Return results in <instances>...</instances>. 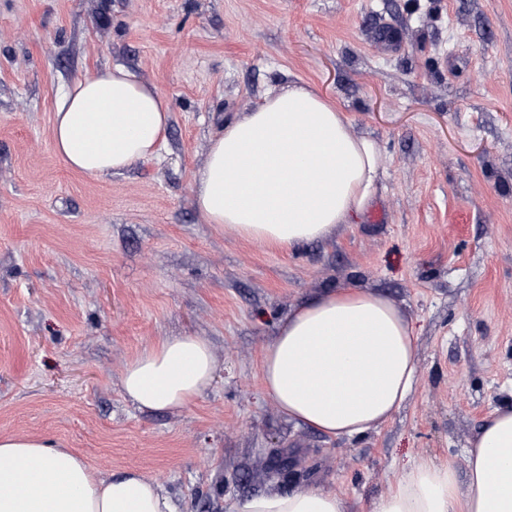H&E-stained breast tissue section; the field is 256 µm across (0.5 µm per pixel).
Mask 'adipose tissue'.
Masks as SVG:
<instances>
[{"mask_svg": "<svg viewBox=\"0 0 512 512\" xmlns=\"http://www.w3.org/2000/svg\"><path fill=\"white\" fill-rule=\"evenodd\" d=\"M170 105L122 65L76 81L54 119L63 163L108 176L152 158ZM385 159L355 136L344 112L313 88L266 94L227 121L194 177L207 223L292 251L333 238L362 215ZM416 335L387 297L354 286L293 308L266 347L261 382L279 411L329 439L365 434L391 418L416 378ZM210 345L173 336L144 348L122 377L126 397L150 411H179L208 390ZM0 512H179L158 483L131 468L103 476L70 448L37 436L0 435ZM234 512H347L344 499L316 487L251 496ZM369 512H512V404L495 409L470 443L467 479L452 464L419 462L375 499Z\"/></svg>", "mask_w": 512, "mask_h": 512, "instance_id": "1", "label": "adipose tissue"}]
</instances>
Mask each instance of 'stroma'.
<instances>
[{
  "instance_id": "obj_1",
  "label": "stroma",
  "mask_w": 512,
  "mask_h": 512,
  "mask_svg": "<svg viewBox=\"0 0 512 512\" xmlns=\"http://www.w3.org/2000/svg\"><path fill=\"white\" fill-rule=\"evenodd\" d=\"M115 64L169 100L166 138L122 173L74 172L56 105ZM292 83L386 166L359 223L285 252L207 223L193 187L225 120ZM346 285L408 314L416 382L386 424L331 440L278 411L261 356L288 311ZM169 336L206 340L214 381L139 410L124 368ZM511 400L512 0H0L1 435L138 469L184 512L310 486L368 512L420 461L465 475Z\"/></svg>"
}]
</instances>
